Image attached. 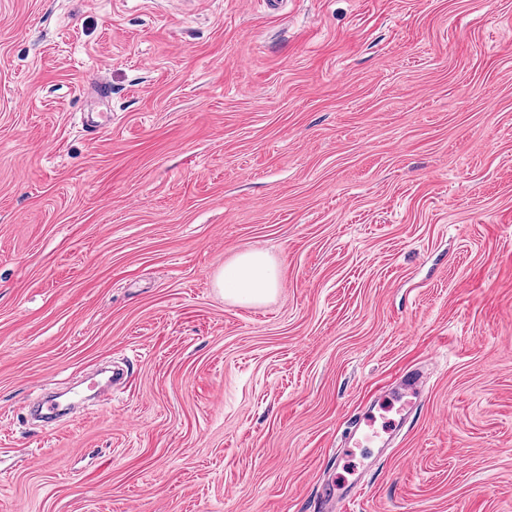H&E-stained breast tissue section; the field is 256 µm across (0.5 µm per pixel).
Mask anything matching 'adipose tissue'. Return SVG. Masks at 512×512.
<instances>
[{"label":"adipose tissue","instance_id":"1","mask_svg":"<svg viewBox=\"0 0 512 512\" xmlns=\"http://www.w3.org/2000/svg\"><path fill=\"white\" fill-rule=\"evenodd\" d=\"M280 280L278 266L261 251L240 253L216 276V286L236 302L260 303L274 292Z\"/></svg>","mask_w":512,"mask_h":512}]
</instances>
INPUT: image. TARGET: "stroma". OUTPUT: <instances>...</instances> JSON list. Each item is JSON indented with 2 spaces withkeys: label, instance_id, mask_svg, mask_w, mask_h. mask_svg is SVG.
I'll use <instances>...</instances> for the list:
<instances>
[{
  "label": "stroma",
  "instance_id": "stroma-1",
  "mask_svg": "<svg viewBox=\"0 0 512 512\" xmlns=\"http://www.w3.org/2000/svg\"><path fill=\"white\" fill-rule=\"evenodd\" d=\"M249 249L256 307L212 282ZM105 360V408L31 419ZM357 473L350 512H512V0H0V512ZM280 280L279 267L261 251L240 253L216 275V286L235 302L261 303L274 292Z\"/></svg>",
  "mask_w": 512,
  "mask_h": 512
}]
</instances>
